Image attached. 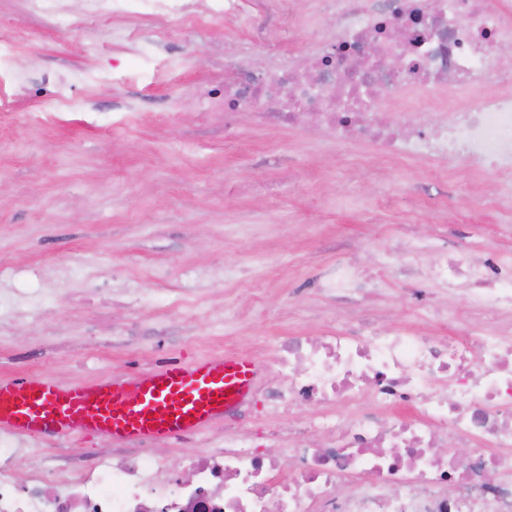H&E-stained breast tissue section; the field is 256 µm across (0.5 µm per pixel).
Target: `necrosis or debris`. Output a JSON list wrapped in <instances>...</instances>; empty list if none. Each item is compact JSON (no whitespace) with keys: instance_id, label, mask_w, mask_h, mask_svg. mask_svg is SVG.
I'll return each mask as SVG.
<instances>
[{"instance_id":"1","label":"necrosis or debris","mask_w":512,"mask_h":512,"mask_svg":"<svg viewBox=\"0 0 512 512\" xmlns=\"http://www.w3.org/2000/svg\"><path fill=\"white\" fill-rule=\"evenodd\" d=\"M57 31L83 22L173 19L200 29L263 19L269 57L256 66L224 52V90L210 112L252 109L272 127L314 113L336 144L368 142L387 158L464 161L512 185V72L484 91L498 43L512 42V7L490 0H28ZM309 35L297 42L299 26ZM437 88L441 118L413 123L411 99L387 111L388 86ZM414 281L469 301L454 336L429 327L445 314L412 292L415 327L367 319L279 340L266 353L253 400L276 428L274 452L240 440L241 418L185 458L188 481L144 448L106 462L48 465L0 431V512H512V259H472L427 246ZM388 267L339 259L312 285L347 303L384 285ZM477 445L461 458L457 449ZM352 494L337 495L343 479Z\"/></svg>"}]
</instances>
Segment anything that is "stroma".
Wrapping results in <instances>:
<instances>
[{"label": "stroma", "mask_w": 512, "mask_h": 512, "mask_svg": "<svg viewBox=\"0 0 512 512\" xmlns=\"http://www.w3.org/2000/svg\"><path fill=\"white\" fill-rule=\"evenodd\" d=\"M0 0V33L19 36L14 66L27 81L0 114V289H50L47 318L0 326V378L15 350L32 371L68 385L122 375L158 346L188 361L222 350L263 358L266 346L345 321L316 291L294 296L342 257L394 268L424 263L401 236L431 242L464 228L474 258L512 251V210L479 204L500 192L463 163L386 165L368 144L337 149L322 132L272 128L254 113L207 114L173 104L180 89L224 87L218 47L237 22L203 32L163 21L127 40L129 22L60 33ZM153 47L138 71L117 63ZM80 69L105 82H72ZM68 80L72 112L39 111L37 95ZM403 276L373 290L384 327L410 325Z\"/></svg>", "instance_id": "1"}]
</instances>
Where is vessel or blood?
<instances>
[{"label": "vessel or blood", "mask_w": 512, "mask_h": 512, "mask_svg": "<svg viewBox=\"0 0 512 512\" xmlns=\"http://www.w3.org/2000/svg\"><path fill=\"white\" fill-rule=\"evenodd\" d=\"M257 375L252 356L227 352L68 386L1 378L0 427L34 439L93 431L135 444L178 440L248 404Z\"/></svg>", "instance_id": "b4317fda"}]
</instances>
